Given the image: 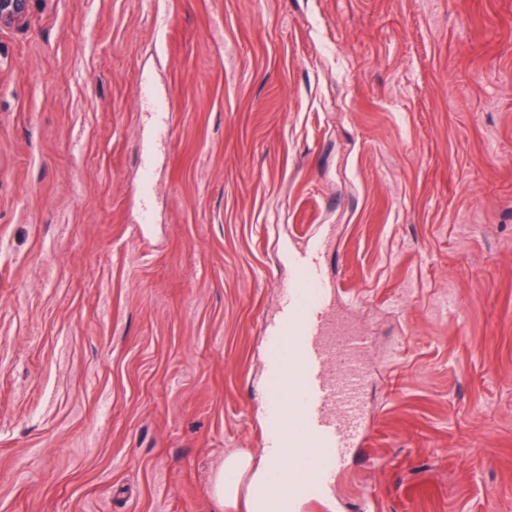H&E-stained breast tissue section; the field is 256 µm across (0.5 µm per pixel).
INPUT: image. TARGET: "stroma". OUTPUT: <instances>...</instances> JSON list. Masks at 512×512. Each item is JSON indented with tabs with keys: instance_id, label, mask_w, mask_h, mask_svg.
I'll return each instance as SVG.
<instances>
[{
	"instance_id": "obj_1",
	"label": "stroma",
	"mask_w": 512,
	"mask_h": 512,
	"mask_svg": "<svg viewBox=\"0 0 512 512\" xmlns=\"http://www.w3.org/2000/svg\"><path fill=\"white\" fill-rule=\"evenodd\" d=\"M317 237L371 373L322 512H512V0H30L0 29V512H219ZM138 94L140 98L147 103L151 104L155 112L153 114L159 121L158 131L162 135L167 134V123L164 112V103L161 101L155 92L153 85L149 82L141 83L138 86Z\"/></svg>"
}]
</instances>
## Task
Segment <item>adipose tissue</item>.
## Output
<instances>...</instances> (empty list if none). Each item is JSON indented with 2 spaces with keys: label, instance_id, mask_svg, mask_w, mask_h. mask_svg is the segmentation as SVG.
<instances>
[{
  "label": "adipose tissue",
  "instance_id": "ef3b65f1",
  "mask_svg": "<svg viewBox=\"0 0 512 512\" xmlns=\"http://www.w3.org/2000/svg\"><path fill=\"white\" fill-rule=\"evenodd\" d=\"M272 469L273 462L268 458L257 466L250 454L229 455L213 474L212 497L221 506L242 498L248 512H278V488L269 479Z\"/></svg>",
  "mask_w": 512,
  "mask_h": 512
}]
</instances>
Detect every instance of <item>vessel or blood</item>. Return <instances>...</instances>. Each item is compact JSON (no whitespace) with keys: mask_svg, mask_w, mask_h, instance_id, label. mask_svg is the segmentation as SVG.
<instances>
[{"mask_svg":"<svg viewBox=\"0 0 512 512\" xmlns=\"http://www.w3.org/2000/svg\"><path fill=\"white\" fill-rule=\"evenodd\" d=\"M324 253L320 239L290 252L282 305L263 325V447L278 463L282 512L321 507L362 442L367 338L334 319Z\"/></svg>","mask_w":512,"mask_h":512,"instance_id":"b4317fda","label":"vessel or blood"}]
</instances>
